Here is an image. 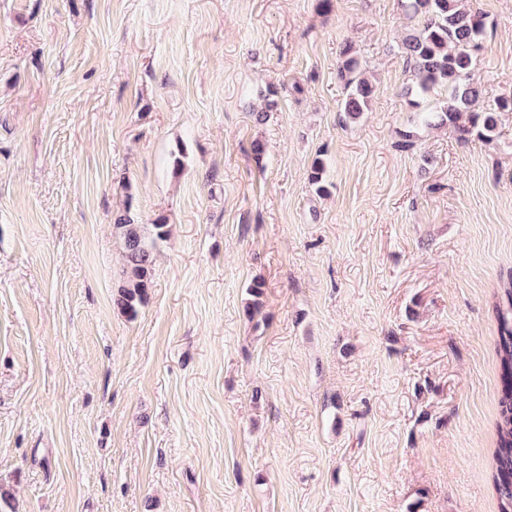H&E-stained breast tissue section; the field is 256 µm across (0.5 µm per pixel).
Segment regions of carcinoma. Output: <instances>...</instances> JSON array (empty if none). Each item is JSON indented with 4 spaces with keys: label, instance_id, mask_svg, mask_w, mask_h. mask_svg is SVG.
<instances>
[{
    "label": "carcinoma",
    "instance_id": "1",
    "mask_svg": "<svg viewBox=\"0 0 512 512\" xmlns=\"http://www.w3.org/2000/svg\"><path fill=\"white\" fill-rule=\"evenodd\" d=\"M417 26L407 30L397 44L405 58L412 83L406 94L425 96L437 88L446 90L445 100L421 116L428 126H448L462 139L473 134L491 139L497 127V113L512 111V98L502 97L482 110L476 109L482 86L472 74L474 55L484 48L487 17L466 8L461 0H398ZM346 90L341 104L344 117L352 122L369 111L375 86L365 74L362 60L348 48L336 71ZM468 114V124L459 120ZM114 227L124 239L125 263L115 304L127 317L134 318L146 302L152 279L153 251L166 234L164 221L137 224L125 211L114 219ZM500 323L496 353L502 388L495 422L496 443L491 458V478L499 512H512V275L496 303Z\"/></svg>",
    "mask_w": 512,
    "mask_h": 512
}]
</instances>
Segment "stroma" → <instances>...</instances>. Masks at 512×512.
Segmentation results:
<instances>
[{"mask_svg":"<svg viewBox=\"0 0 512 512\" xmlns=\"http://www.w3.org/2000/svg\"><path fill=\"white\" fill-rule=\"evenodd\" d=\"M466 4L483 101L512 97V0ZM411 25L396 0H0L15 512H497L512 112L488 141L415 125ZM348 44L376 89L354 123ZM126 211L169 226L133 319Z\"/></svg>","mask_w":512,"mask_h":512,"instance_id":"obj_1","label":"stroma"}]
</instances>
